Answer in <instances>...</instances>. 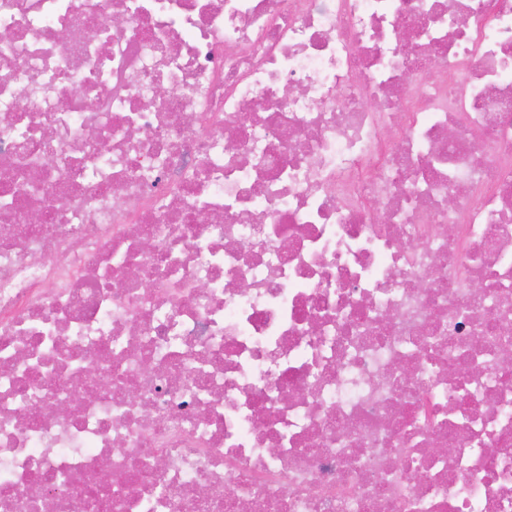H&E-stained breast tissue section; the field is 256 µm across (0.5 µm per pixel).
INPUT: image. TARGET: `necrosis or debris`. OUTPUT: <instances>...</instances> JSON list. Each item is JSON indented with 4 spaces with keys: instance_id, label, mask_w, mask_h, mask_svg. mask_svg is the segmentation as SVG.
<instances>
[{
    "instance_id": "4bbe7bcc",
    "label": "necrosis or debris",
    "mask_w": 512,
    "mask_h": 512,
    "mask_svg": "<svg viewBox=\"0 0 512 512\" xmlns=\"http://www.w3.org/2000/svg\"><path fill=\"white\" fill-rule=\"evenodd\" d=\"M506 351L512 0H0V512H512Z\"/></svg>"
}]
</instances>
